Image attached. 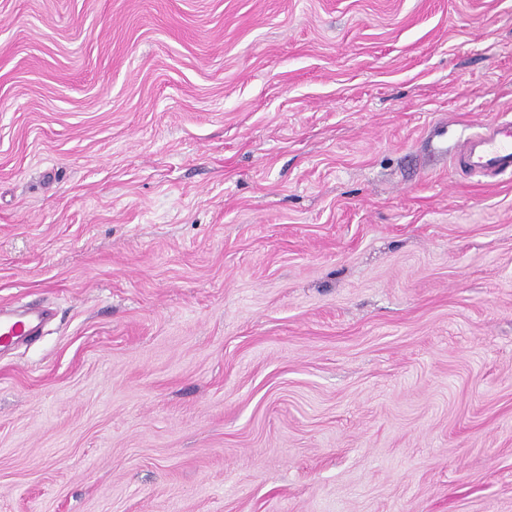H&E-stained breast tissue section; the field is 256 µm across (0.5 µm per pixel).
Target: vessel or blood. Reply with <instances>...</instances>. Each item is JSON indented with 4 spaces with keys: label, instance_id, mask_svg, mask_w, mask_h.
<instances>
[{
    "label": "vessel or blood",
    "instance_id": "vessel-or-blood-1",
    "mask_svg": "<svg viewBox=\"0 0 512 512\" xmlns=\"http://www.w3.org/2000/svg\"><path fill=\"white\" fill-rule=\"evenodd\" d=\"M473 153H461V161L471 162L478 174L492 179L512 178V120L487 127L475 134ZM33 322L29 319L7 318L0 314V347L30 335Z\"/></svg>",
    "mask_w": 512,
    "mask_h": 512
}]
</instances>
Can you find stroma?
<instances>
[{"mask_svg": "<svg viewBox=\"0 0 512 512\" xmlns=\"http://www.w3.org/2000/svg\"><path fill=\"white\" fill-rule=\"evenodd\" d=\"M512 0H0V512H512ZM482 133L470 138L460 154L465 166L472 169L476 167L478 174L498 181L503 178H512V120L493 124ZM474 144L471 164L467 145ZM33 331V319H14L4 317L0 309V347L7 346L13 341L28 336Z\"/></svg>", "mask_w": 512, "mask_h": 512, "instance_id": "35a3bbf8", "label": "stroma"}]
</instances>
